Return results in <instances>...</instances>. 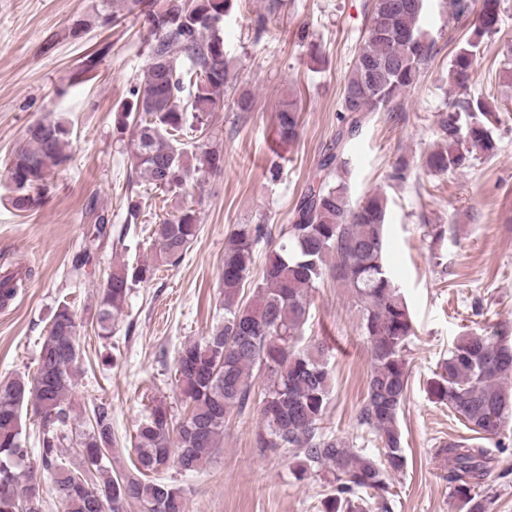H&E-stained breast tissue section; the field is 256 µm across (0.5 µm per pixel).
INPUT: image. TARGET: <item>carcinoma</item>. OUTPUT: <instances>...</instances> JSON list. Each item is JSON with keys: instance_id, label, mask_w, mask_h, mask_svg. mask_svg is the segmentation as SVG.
Instances as JSON below:
<instances>
[{"instance_id": "1", "label": "carcinoma", "mask_w": 512, "mask_h": 512, "mask_svg": "<svg viewBox=\"0 0 512 512\" xmlns=\"http://www.w3.org/2000/svg\"><path fill=\"white\" fill-rule=\"evenodd\" d=\"M501 0H481L471 34L451 61L450 77L459 88L466 81L484 43L500 32ZM233 0H122L126 13L145 17L154 46L142 79L117 109L116 122L133 125L129 150L149 184L174 191L201 170L224 168V153L196 146L198 164L179 147V137L200 131L224 104L226 87L236 77L224 52L220 23ZM425 0H374L370 28L356 52L340 104L345 130L320 160L301 193L279 242L268 255L262 281L245 299L254 249L264 238L262 224H239L224 248L222 295L224 321L199 341L180 346L175 357L176 385L187 404L176 418L163 403L154 404L136 427L131 447L134 469L113 472L115 444L112 406L92 404L76 434L79 461L69 468L60 448L70 440L76 416L70 404L80 374V321L67 305L54 312L44 336L37 376L0 382V512H44L45 498L33 474L18 470L28 454L22 441L21 411L32 406L39 422L42 467L51 473L53 491L63 512H186L182 489L155 474L171 464L199 472L211 454L224 446V427L250 405L260 415L255 444L281 450L288 467L301 478L315 470L329 491L323 512H390L389 480L404 471L407 457L398 420L409 389L406 352L414 325L408 304L385 261L387 197L380 191L351 203L343 152L346 139L360 130L369 112H378L420 78L434 44L420 26ZM112 13L73 20L71 35L81 37L93 25L106 26ZM178 47L189 67L171 55ZM189 96H184L186 88ZM193 113L194 124H187ZM497 110L484 100L462 97L448 102L438 121L442 144L426 155L437 173L461 169L472 154L496 151L493 129ZM300 112L294 100L275 114L283 143L299 135ZM69 131L60 121H39L28 128L27 142L13 156L9 176L19 211L34 207L46 178L71 159ZM199 217L180 207L153 231L155 263H175L197 237ZM153 266H116L99 291L97 335L112 334L134 285L152 279ZM350 290L360 304L362 329L371 354L367 393L359 409V426L369 429L376 452L351 448L343 437L324 430L331 392L328 347L306 340L303 327L312 291L325 275ZM23 288L20 272L0 275V308ZM264 375L255 390L253 369ZM429 392L448 405L470 431L506 448L505 430L512 419V345L507 336L484 330L458 336L448 349ZM448 458V487L455 512H492L490 492L494 458L482 447L450 441L437 449Z\"/></svg>"}]
</instances>
